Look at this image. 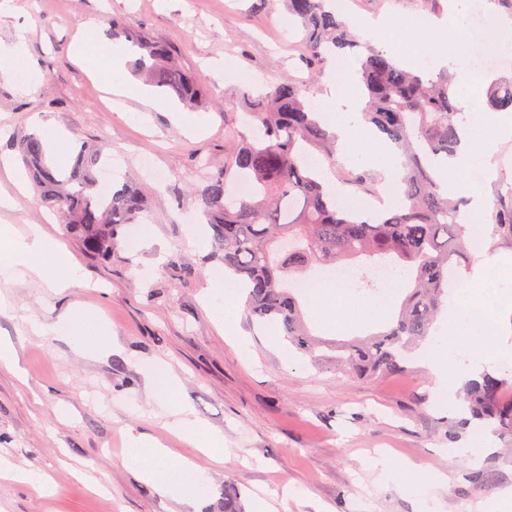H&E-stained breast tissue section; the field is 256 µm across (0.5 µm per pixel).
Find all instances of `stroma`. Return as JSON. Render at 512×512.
<instances>
[{"mask_svg": "<svg viewBox=\"0 0 512 512\" xmlns=\"http://www.w3.org/2000/svg\"><path fill=\"white\" fill-rule=\"evenodd\" d=\"M351 14H385L406 22L423 17L417 0H346ZM142 28L169 43L185 69L206 87L197 113L200 129L178 123L173 113L142 111L124 100L117 114L112 94L95 72L83 69L73 50L77 38L95 27L98 48L113 45L112 24ZM24 38L26 58L41 82L0 78V159L19 164L16 135L33 130V115L50 119L71 150L103 144L119 167L100 190L128 182L145 196L138 223L124 227L107 261L89 260L36 189L17 194L0 168V226L24 232L39 224L65 244L83 279L59 290L37 277L0 280V295L12 304L0 313V341L14 345L23 378L0 370V454L24 469L51 476L57 495L37 497L25 485L0 477V512H224V485L241 491L244 512H258V495L282 498L284 486L306 492L289 500L288 512H421L422 505L394 484L381 483L372 467L377 452L424 473H444L437 512H512L502 494L512 490V438L484 426L492 451L474 464L454 456L470 433L449 440V422L459 420V398L438 403L435 380L417 357L405 371L379 377H350L312 365L271 325L251 320L243 296L225 299L232 326L212 320L211 283L224 279L211 258L210 233L197 221L187 189L205 174L202 160H219L225 145L245 127L243 95L249 82L273 85L292 78L312 105H319L334 77L331 64L312 73L296 23L281 0H20L0 19V44ZM380 46L399 45L405 66L428 61L431 44L422 32L393 29L372 35ZM495 262L482 273L460 269L472 281L468 300L483 301L487 276L504 283L503 305H512V249L493 241ZM194 267L181 276L172 261ZM313 333L351 340L384 331L391 317L350 320L336 307L321 319L309 297L299 298ZM80 310L95 311L110 333L87 334L95 356L66 341L34 335L28 326L66 321ZM169 364L182 382L181 397L210 430L224 436V450L205 456L167 425L149 397L140 371L144 361ZM157 440L178 455L196 459L210 476L200 508L178 504L157 485L123 464L129 435ZM487 472L480 484L472 472Z\"/></svg>", "mask_w": 512, "mask_h": 512, "instance_id": "obj_1", "label": "stroma"}]
</instances>
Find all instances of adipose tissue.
I'll list each match as a JSON object with an SVG mask.
<instances>
[{
    "label": "adipose tissue",
    "instance_id": "1",
    "mask_svg": "<svg viewBox=\"0 0 512 512\" xmlns=\"http://www.w3.org/2000/svg\"><path fill=\"white\" fill-rule=\"evenodd\" d=\"M340 99L347 101V109L337 107ZM320 101L321 120L336 133L341 153L351 152L361 145L371 148L378 145V138L357 122L365 100L356 92L353 78L331 82L328 93L322 95ZM458 132L461 145L457 154L439 161L435 173L442 192L451 197L468 193L463 173L473 159H481L484 169H493L494 158L486 143L493 138L512 139V116L502 114L490 122L479 115L475 106L467 104L459 116ZM30 275L57 288L70 287L79 278L70 253L39 227H31L27 235L20 237L0 234V276L22 280ZM511 320L507 313H499L497 324L492 327L483 312L464 306L422 344L418 354L437 381L436 398L449 399L463 381L479 378L485 365L499 353L502 329ZM142 372L150 383L153 402L171 416L174 428L202 437L204 452L223 447V435L207 430L195 419L191 407L180 399L181 381L176 375L160 362L145 363ZM124 463L179 503L194 502L207 480L206 470L194 461L175 457L159 443L141 438L131 439ZM373 464L380 479L395 481L402 492L426 501L435 500L438 489L448 483L444 474L437 473L426 479L419 466H398L385 455L374 458Z\"/></svg>",
    "mask_w": 512,
    "mask_h": 512
}]
</instances>
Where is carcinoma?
<instances>
[{"instance_id": "carcinoma-1", "label": "carcinoma", "mask_w": 512, "mask_h": 512, "mask_svg": "<svg viewBox=\"0 0 512 512\" xmlns=\"http://www.w3.org/2000/svg\"><path fill=\"white\" fill-rule=\"evenodd\" d=\"M288 15L300 22L309 62L327 57H357L359 83L367 97L364 123L385 134L401 162L399 205L382 217L363 218L337 201L316 176L311 147L328 156L336 138L316 119V110L301 89L285 78L270 91L248 99L244 134L224 164L194 186L201 216L212 230V257L246 291L247 310L255 320L279 324L288 343L314 362L336 364L355 375L375 376L402 369L406 353L430 335L448 298V276L469 265L473 252L469 229L462 223L466 197L439 192L433 162L458 147L456 117L459 95L455 77L442 71L419 73L402 66L391 48L361 42L328 7L330 0H282ZM112 38L124 39L140 54L136 75L185 105L204 96V87L175 61L164 41L145 31L112 24ZM485 106L512 109V76L485 84ZM15 148L43 199L55 207L69 234L92 260L112 256L122 229L144 210L140 191L126 184L110 197L93 195L103 156L81 147L67 174L53 168L46 145L35 133L17 140ZM250 186L246 195L228 189V177ZM337 179L355 193L369 191V170H340ZM491 238L512 246V179L493 184L487 215ZM365 260L406 270V290L391 327L367 339L324 343L314 338L297 296L286 277L302 275L315 265ZM512 380L485 374L469 384L465 401L471 420L490 422L512 436V402L504 400Z\"/></svg>"}]
</instances>
